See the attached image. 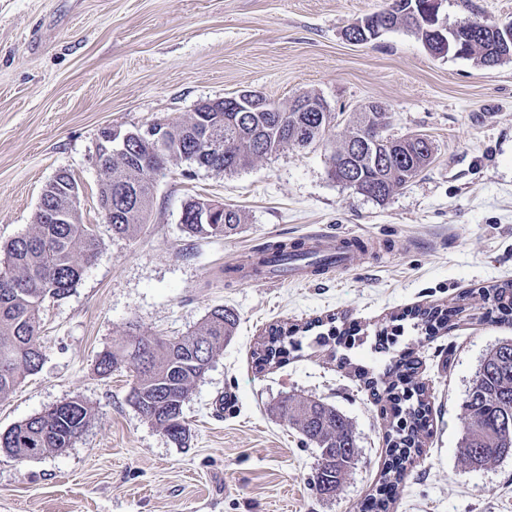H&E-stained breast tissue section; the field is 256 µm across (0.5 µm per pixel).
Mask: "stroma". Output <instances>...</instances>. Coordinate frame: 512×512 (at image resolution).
<instances>
[{"label": "stroma", "instance_id": "stroma-1", "mask_svg": "<svg viewBox=\"0 0 512 512\" xmlns=\"http://www.w3.org/2000/svg\"><path fill=\"white\" fill-rule=\"evenodd\" d=\"M384 2L0 0V247L30 231L61 170L80 184L82 221L100 240L92 261L76 254L75 287L43 303L42 361L0 401V433L73 398L95 415L64 451L17 459L0 450V512H362L386 459L388 420L353 368L392 372L395 359L339 345L263 370L252 358L269 326L329 314L371 335L399 322V348L422 362L429 433L393 512H512V460L471 471L457 458L465 390L485 352L512 337L478 294L512 280V58L485 68L435 56L403 27L349 41L347 30ZM442 16L451 26L505 25L512 0H445ZM245 90L283 104L319 94L335 119L323 140L233 174L170 160L146 224L113 235L98 203L101 128L183 120ZM372 102L390 115L387 135L433 145L431 163L381 203L328 174L353 113ZM193 199L223 202L244 221L227 236H188L181 216ZM306 234L378 249L307 284L229 271L263 243ZM465 291L455 329L413 328L415 307ZM217 306L237 313V331L184 403L191 435L178 445L132 405V366L102 375L96 360L131 333L184 335ZM292 393L353 424L360 458L335 498L312 488L318 451L274 410Z\"/></svg>", "mask_w": 512, "mask_h": 512}]
</instances>
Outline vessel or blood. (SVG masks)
<instances>
[{
  "instance_id": "obj_1",
  "label": "vessel or blood",
  "mask_w": 512,
  "mask_h": 512,
  "mask_svg": "<svg viewBox=\"0 0 512 512\" xmlns=\"http://www.w3.org/2000/svg\"><path fill=\"white\" fill-rule=\"evenodd\" d=\"M306 259L292 260L288 263L287 272L272 271L268 281L277 282L288 278L292 282H309L312 278V264H321L324 270L332 271L349 268L355 261L357 251L350 245L348 238L343 236L307 237L303 240Z\"/></svg>"
}]
</instances>
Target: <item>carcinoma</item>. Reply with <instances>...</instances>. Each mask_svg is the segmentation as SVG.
Here are the masks:
<instances>
[{"instance_id":"obj_1","label":"carcinoma","mask_w":512,"mask_h":512,"mask_svg":"<svg viewBox=\"0 0 512 512\" xmlns=\"http://www.w3.org/2000/svg\"><path fill=\"white\" fill-rule=\"evenodd\" d=\"M467 57L483 67L498 65L512 57L500 44L475 39ZM334 121L332 114L317 112H194L186 120H176V135L165 141L166 159L180 158L200 167L210 164L209 146L197 140L198 129L206 128L211 137L224 145L222 171L234 173L255 161L297 142L319 140ZM348 141L330 157V174L338 182L347 176L360 189L374 190V198L383 201L404 187L431 160L410 143L395 142L381 148L374 160L362 147L346 156ZM154 145L149 138L132 141L126 151L105 161L99 193L112 197V234L134 236L146 223L155 187ZM72 175L59 176L50 186V201L65 210L61 224H46L34 219L32 232L13 239L4 250V260L13 270L9 285L0 284V400L7 398L20 379L38 370L42 354L39 342V314L47 298L67 294L79 282L83 268L74 254L91 260L100 241L94 229L82 222L77 209L66 207V187ZM242 223L239 211L226 207L220 224H183L194 237L224 236ZM303 245L280 241L259 250L258 260L250 263L251 272L268 271L271 259L297 252ZM483 298L496 304L500 321L512 325V281L479 290ZM462 306H432L412 313L422 326L452 329L454 317ZM237 315L222 306L213 308L202 324L185 336H129L99 355L96 367L107 375L129 360L128 345L136 343L139 358L134 360L136 376L131 389L133 405L174 443L184 444L190 431L183 418V404L194 383L210 367L215 356L231 340ZM316 332L312 342L326 346L336 339V317L317 319L299 326H272L264 341L253 350L260 368L280 364L288 350L299 351L300 332ZM358 374L372 389L381 382L360 368ZM383 393L398 406L386 430L387 459L376 481L375 492L368 495L370 512H391L395 496L406 477L408 465L421 454V432L426 427L429 400L425 385L397 378L381 383ZM464 432L459 454L461 463L472 469H484L512 459V338L493 346L481 360L463 401ZM278 413L296 428L319 455L313 475L317 494L330 497L339 491L344 477L358 461L359 448L352 423L336 407L320 400L289 395L281 400ZM92 417V409L80 399H72L47 409L0 433V448L20 459L69 448L82 435Z\"/></svg>"}]
</instances>
